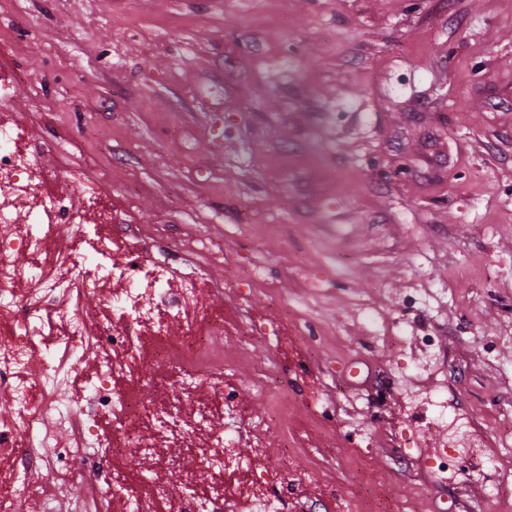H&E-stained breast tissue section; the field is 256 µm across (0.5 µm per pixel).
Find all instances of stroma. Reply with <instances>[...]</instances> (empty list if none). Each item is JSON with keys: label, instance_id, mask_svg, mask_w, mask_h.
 <instances>
[{"label": "stroma", "instance_id": "35a3bbf8", "mask_svg": "<svg viewBox=\"0 0 512 512\" xmlns=\"http://www.w3.org/2000/svg\"><path fill=\"white\" fill-rule=\"evenodd\" d=\"M24 63L15 102L40 173L100 189L117 224H46L70 274L20 261L37 358L56 339L118 325L112 265L145 245L212 311L243 305L278 327L277 349L224 342L237 366L197 378L158 365L142 332L138 374L112 386L144 401L143 439L112 452L111 413L77 387L101 353L67 365L61 408L88 421L65 467L28 481L0 461L16 512H128L116 476L197 495L224 481V395L248 406L258 365L288 403L278 425L332 490L290 512H338L359 476L387 478L417 512H491L496 479L448 461L436 411L471 420L512 468V0H0V69ZM69 202L83 212L81 189ZM265 284L254 289L249 272ZM94 283L77 322L68 289Z\"/></svg>", "mask_w": 512, "mask_h": 512}]
</instances>
